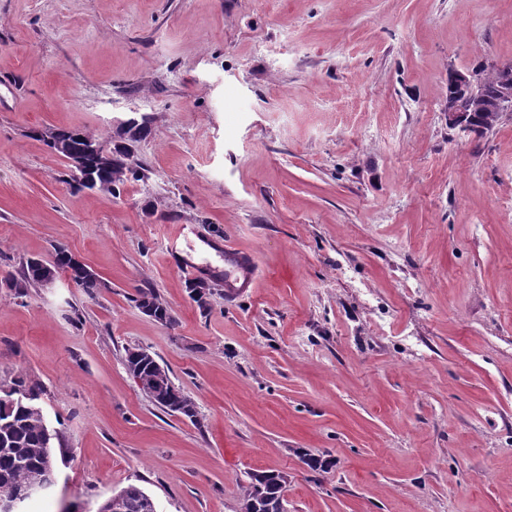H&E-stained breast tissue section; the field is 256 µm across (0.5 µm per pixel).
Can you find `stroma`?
Here are the masks:
<instances>
[{"mask_svg": "<svg viewBox=\"0 0 512 512\" xmlns=\"http://www.w3.org/2000/svg\"><path fill=\"white\" fill-rule=\"evenodd\" d=\"M485 62L512 63V0H0V385L36 383L65 448L26 512L131 483L240 512L267 470L288 512H512V115H445L449 71ZM43 127L140 179L71 190ZM169 224L210 269L168 263ZM215 240L253 253L252 290L226 298ZM60 245L95 295L7 287ZM133 347L197 421L139 390ZM136 304L146 315L150 317H168V323L173 321L170 309L158 301L156 295L150 291H139V297L136 299Z\"/></svg>", "mask_w": 512, "mask_h": 512, "instance_id": "obj_1", "label": "stroma"}]
</instances>
